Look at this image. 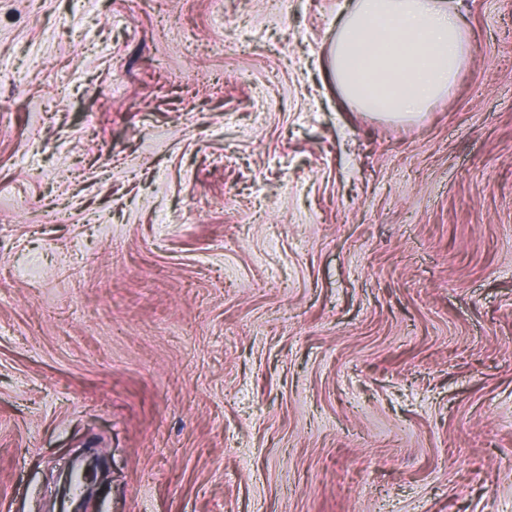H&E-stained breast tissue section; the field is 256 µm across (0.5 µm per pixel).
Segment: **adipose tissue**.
<instances>
[{"label":"adipose tissue","instance_id":"ef3b65f1","mask_svg":"<svg viewBox=\"0 0 512 512\" xmlns=\"http://www.w3.org/2000/svg\"><path fill=\"white\" fill-rule=\"evenodd\" d=\"M460 0H348L329 50L343 104L389 121L420 117L450 93L473 42Z\"/></svg>","mask_w":512,"mask_h":512}]
</instances>
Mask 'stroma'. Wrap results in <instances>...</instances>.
I'll return each mask as SVG.
<instances>
[{"mask_svg": "<svg viewBox=\"0 0 512 512\" xmlns=\"http://www.w3.org/2000/svg\"><path fill=\"white\" fill-rule=\"evenodd\" d=\"M344 0H0V512H512V0L416 122Z\"/></svg>", "mask_w": 512, "mask_h": 512, "instance_id": "obj_1", "label": "stroma"}]
</instances>
